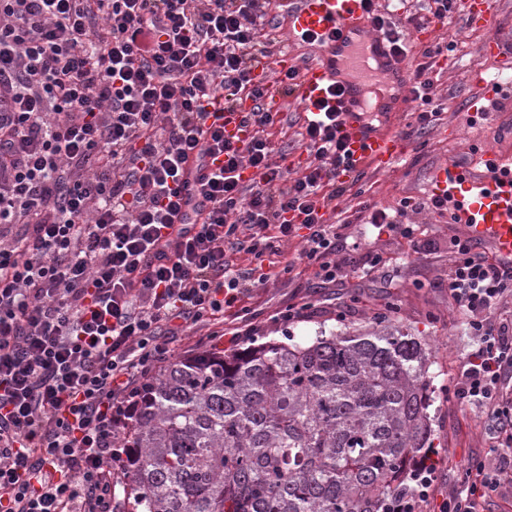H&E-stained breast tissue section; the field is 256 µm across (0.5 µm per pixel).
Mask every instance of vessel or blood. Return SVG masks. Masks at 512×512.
Returning <instances> with one entry per match:
<instances>
[{
  "label": "vessel or blood",
  "instance_id": "obj_1",
  "mask_svg": "<svg viewBox=\"0 0 512 512\" xmlns=\"http://www.w3.org/2000/svg\"><path fill=\"white\" fill-rule=\"evenodd\" d=\"M293 3L289 16L292 34L316 36L319 53L302 75L299 96L324 99L336 108L352 159L387 168L405 151L403 139L390 129L393 112L411 99L405 60L371 28L364 0ZM378 84L388 85L390 94L375 126L368 119L364 93ZM481 159L487 167L483 173L453 162L438 165L427 189L435 195H449L458 203L459 221L470 237L489 245L500 257L512 259V156L487 151ZM221 165L216 156L189 163L181 180V195L189 206L200 204L203 183Z\"/></svg>",
  "mask_w": 512,
  "mask_h": 512
}]
</instances>
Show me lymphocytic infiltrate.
Here are the masks:
<instances>
[{
	"instance_id": "1",
	"label": "lymphocytic infiltrate",
	"mask_w": 512,
	"mask_h": 512,
	"mask_svg": "<svg viewBox=\"0 0 512 512\" xmlns=\"http://www.w3.org/2000/svg\"><path fill=\"white\" fill-rule=\"evenodd\" d=\"M374 28L408 54L404 0H365ZM271 0H0V512H113L107 469L150 378L174 362L179 323L239 320L275 268L282 246L303 236L319 285L376 275V253L349 263L336 200L353 186L335 108L306 111L293 169L271 138L279 113L267 102L298 92L299 68L275 66L283 50L268 28ZM421 51L411 87L419 133L439 115L435 59ZM270 70L257 81V68ZM248 141L235 143L212 114L242 100ZM220 155L204 185L205 209L172 233L190 157ZM256 171L253 183L239 171ZM444 215L448 200L406 198L394 212L371 207L365 223L428 250L412 217ZM251 266L239 271L235 257ZM448 299L478 346L463 359L461 397L499 422L495 465H477L439 512H479L488 492L512 480V266L472 238L448 241ZM438 461L425 454L414 486L391 512H424Z\"/></svg>"
}]
</instances>
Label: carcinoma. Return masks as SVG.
I'll use <instances>...</instances> for the list:
<instances>
[{
  "instance_id": "1",
  "label": "carcinoma",
  "mask_w": 512,
  "mask_h": 512,
  "mask_svg": "<svg viewBox=\"0 0 512 512\" xmlns=\"http://www.w3.org/2000/svg\"><path fill=\"white\" fill-rule=\"evenodd\" d=\"M429 368L426 342L386 314L179 360L126 435L127 512H388L433 450Z\"/></svg>"
}]
</instances>
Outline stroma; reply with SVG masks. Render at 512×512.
<instances>
[{
    "label": "stroma",
    "mask_w": 512,
    "mask_h": 512,
    "mask_svg": "<svg viewBox=\"0 0 512 512\" xmlns=\"http://www.w3.org/2000/svg\"><path fill=\"white\" fill-rule=\"evenodd\" d=\"M423 15L434 42L443 48L436 60L442 111L421 135L409 131L411 116L401 112L393 131L405 138L406 156L382 171L363 165L355 192L339 199L336 208V219L347 223L351 241L358 243L360 252L382 255L384 268L370 278L351 274L319 288L312 268L300 258L305 243L294 238L285 247L288 258L296 262L294 270L256 288L250 306L256 313L258 342L305 343L322 334L367 326L382 312L383 299L394 303L395 318L424 337L432 351L434 403L429 412L435 418L434 444L441 461L434 483V501L439 504L462 489L476 462L488 460L497 429L488 409L457 393L463 358L473 349L474 339L464 316L448 303V240L464 235L465 230L447 217L422 213L417 217L420 230L436 247L417 252L402 239L356 222L355 217L366 205L394 207L406 197L427 198L431 172L443 161L469 164L475 152L486 150L512 154V111L471 123L466 120L472 101L486 95L485 88L474 82L472 69L480 67L492 74L500 69L499 60L484 55L482 47L490 38L512 33V0H495L490 23L484 27L470 25L463 13L442 21ZM292 304L303 305L301 318L273 322V314Z\"/></svg>",
    "instance_id": "stroma-1"
}]
</instances>
